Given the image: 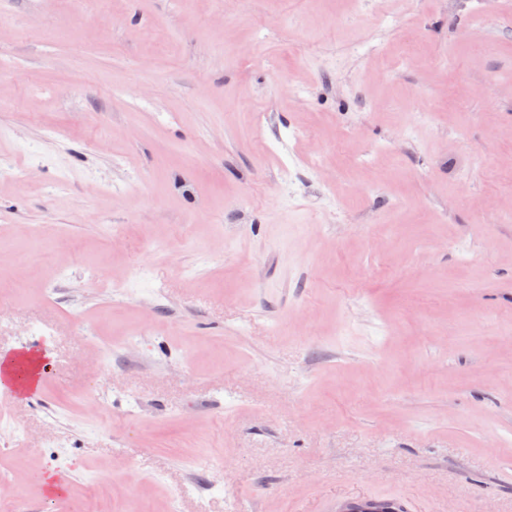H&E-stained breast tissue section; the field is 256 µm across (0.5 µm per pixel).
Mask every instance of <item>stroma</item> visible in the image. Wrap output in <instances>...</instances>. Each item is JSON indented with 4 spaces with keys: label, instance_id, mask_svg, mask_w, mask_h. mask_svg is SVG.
I'll list each match as a JSON object with an SVG mask.
<instances>
[{
    "label": "stroma",
    "instance_id": "1",
    "mask_svg": "<svg viewBox=\"0 0 512 512\" xmlns=\"http://www.w3.org/2000/svg\"><path fill=\"white\" fill-rule=\"evenodd\" d=\"M27 347L0 512H512V0H0ZM31 358L20 361L0 359V387L1 378L9 381L21 389L31 385L36 376L43 374L46 369V354L39 351H27ZM22 362V363H21Z\"/></svg>",
    "mask_w": 512,
    "mask_h": 512
}]
</instances>
